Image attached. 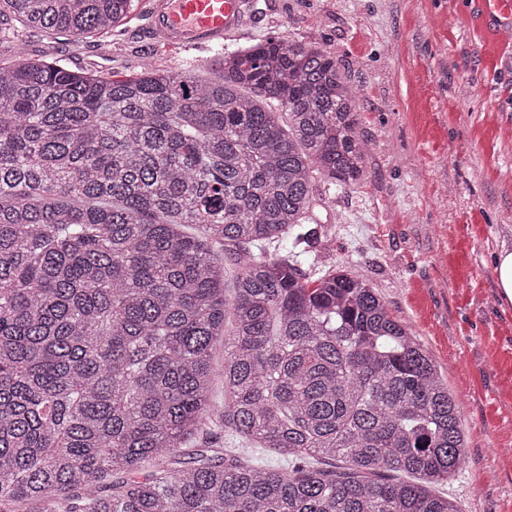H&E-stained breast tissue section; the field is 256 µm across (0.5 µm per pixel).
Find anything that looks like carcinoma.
Returning <instances> with one entry per match:
<instances>
[{"mask_svg": "<svg viewBox=\"0 0 512 512\" xmlns=\"http://www.w3.org/2000/svg\"><path fill=\"white\" fill-rule=\"evenodd\" d=\"M132 8L0 0V31L81 37ZM214 62L217 81L0 65V505L461 512L435 489L465 440L429 352L360 275L300 267L327 244L318 184L366 178L356 90L311 42L269 36ZM207 420L283 464L202 448L136 477Z\"/></svg>", "mask_w": 512, "mask_h": 512, "instance_id": "obj_1", "label": "carcinoma"}]
</instances>
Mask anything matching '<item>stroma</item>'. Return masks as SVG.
<instances>
[{"instance_id":"35a3bbf8","label":"stroma","mask_w":512,"mask_h":512,"mask_svg":"<svg viewBox=\"0 0 512 512\" xmlns=\"http://www.w3.org/2000/svg\"><path fill=\"white\" fill-rule=\"evenodd\" d=\"M482 0H248L228 49L268 36L312 41L340 60L359 93L368 178L324 195L328 248L304 270L362 275L391 316L419 336L459 405L465 463L440 486L462 512H512V401L493 366L512 347V306L493 254L512 237V15ZM136 17L107 33L50 37L15 24L17 51L65 57L72 69L127 77L147 63L215 78L212 52L156 47Z\"/></svg>"}]
</instances>
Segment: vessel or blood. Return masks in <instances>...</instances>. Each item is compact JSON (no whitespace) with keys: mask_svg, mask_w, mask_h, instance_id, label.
Here are the masks:
<instances>
[{"mask_svg":"<svg viewBox=\"0 0 512 512\" xmlns=\"http://www.w3.org/2000/svg\"><path fill=\"white\" fill-rule=\"evenodd\" d=\"M247 0H148L146 37L169 49L211 45L236 35L245 24Z\"/></svg>","mask_w":512,"mask_h":512,"instance_id":"1","label":"vessel or blood"}]
</instances>
